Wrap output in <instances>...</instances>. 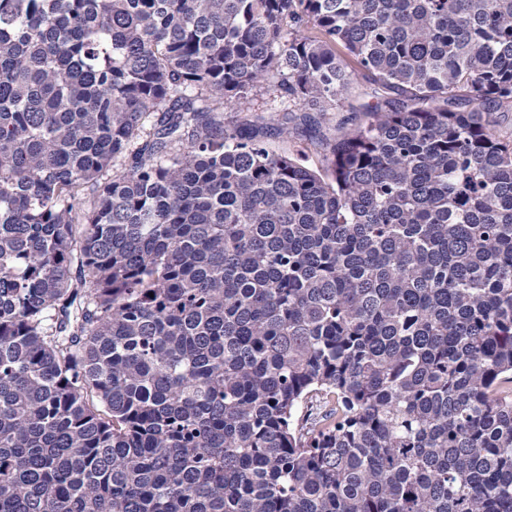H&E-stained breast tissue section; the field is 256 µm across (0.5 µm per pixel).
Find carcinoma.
<instances>
[{"label": "carcinoma", "instance_id": "carcinoma-1", "mask_svg": "<svg viewBox=\"0 0 512 512\" xmlns=\"http://www.w3.org/2000/svg\"><path fill=\"white\" fill-rule=\"evenodd\" d=\"M495 112L512 0H0V512H512ZM369 86L370 84L362 76V74L357 73L354 82L351 85L346 96L347 98L344 102V108L338 112H332L334 117L332 125H335V127H337V125L340 122L347 121L348 118L351 117L352 112H347V110L349 109V104H352L357 108H360L361 105L367 102H372L370 98L364 95V92L369 88ZM263 116L264 122L268 123V131L266 140L273 148L284 151L293 152L296 149L302 148L306 153L307 164L312 168L317 169L322 176L331 178V170L326 166L324 161L325 155L328 153L326 145L321 143V140L327 138L333 140L336 136V129L334 127L323 128L318 133H310L306 136L288 137L285 138L277 131V114L280 112H256ZM272 119V120H270ZM273 119H276L275 121Z\"/></svg>", "mask_w": 512, "mask_h": 512}]
</instances>
